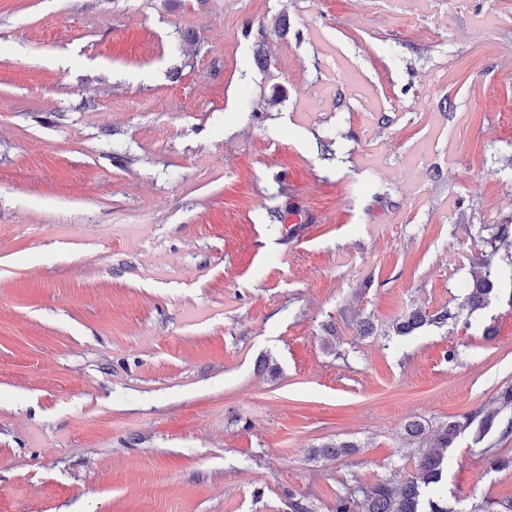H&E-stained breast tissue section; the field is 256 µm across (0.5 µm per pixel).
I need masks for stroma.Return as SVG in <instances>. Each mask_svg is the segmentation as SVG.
Returning <instances> with one entry per match:
<instances>
[{"label": "stroma", "mask_w": 512, "mask_h": 512, "mask_svg": "<svg viewBox=\"0 0 512 512\" xmlns=\"http://www.w3.org/2000/svg\"><path fill=\"white\" fill-rule=\"evenodd\" d=\"M499 224L512 0H0V512H333L412 472L406 422L512 387V238L468 323L395 331ZM493 453L458 437L449 505L512 500Z\"/></svg>", "instance_id": "stroma-1"}]
</instances>
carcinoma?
<instances>
[{
  "mask_svg": "<svg viewBox=\"0 0 512 512\" xmlns=\"http://www.w3.org/2000/svg\"><path fill=\"white\" fill-rule=\"evenodd\" d=\"M512 236L511 224H500L494 233L485 240L488 250L481 253L477 265L480 272L473 278L463 308L468 313L489 304L496 295L500 272L494 264L497 253L496 242ZM459 314L445 311L435 316H424L413 312L400 322L396 330L405 335L430 322L445 324L458 318ZM512 409V388L501 392L497 397V407L491 410H476L462 416L460 420L450 421L439 428L430 449L419 453L414 471L404 478L391 477L377 481L370 486H357L336 495L335 512H455L448 507V498L440 488L446 482L448 449L453 447L459 435L472 425H477L479 433L485 435L492 430L501 429L502 435L512 433V420L501 425L500 413ZM354 444L350 442L327 443L315 451L325 459H336L351 453ZM469 512H512V501L499 503L488 497L471 505Z\"/></svg>",
  "mask_w": 512,
  "mask_h": 512,
  "instance_id": "carcinoma-1",
  "label": "carcinoma"
}]
</instances>
